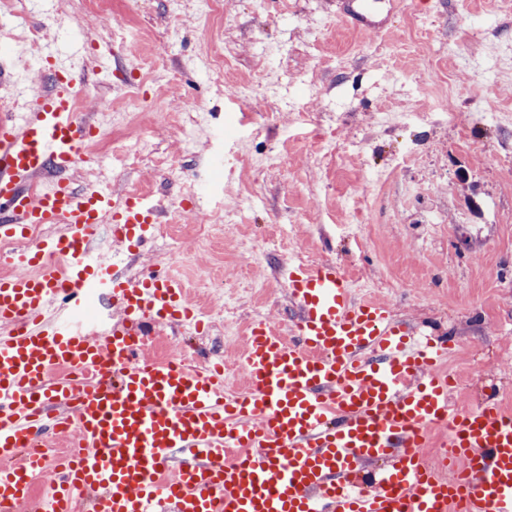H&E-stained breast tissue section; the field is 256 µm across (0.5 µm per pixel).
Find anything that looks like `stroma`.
<instances>
[{
  "instance_id": "35a3bbf8",
  "label": "stroma",
  "mask_w": 512,
  "mask_h": 512,
  "mask_svg": "<svg viewBox=\"0 0 512 512\" xmlns=\"http://www.w3.org/2000/svg\"><path fill=\"white\" fill-rule=\"evenodd\" d=\"M73 9L57 0L49 15L28 0L24 14L0 15V30L34 29L64 49L72 38L56 16ZM391 22L367 36L337 18L336 0H222L210 19L190 4L175 18L167 0H105L81 14L83 31L115 42V69H139L150 103L131 111L117 80L82 103L94 122L107 104L131 112L116 135L150 131L152 158L113 163L112 191L135 185L177 206L206 162L224 164L223 182L197 193L141 258L187 260L182 278L207 329L166 332L149 356L236 361L249 326L285 328L294 316L280 267L333 261L398 317L449 338L456 407L477 406L492 384L512 409V16L502 0H399ZM455 41L463 53L449 54ZM216 45L219 70L204 61ZM222 81L249 91L228 100ZM182 98L216 131L191 154L171 129ZM226 212L235 223L195 229L198 214Z\"/></svg>"
}]
</instances>
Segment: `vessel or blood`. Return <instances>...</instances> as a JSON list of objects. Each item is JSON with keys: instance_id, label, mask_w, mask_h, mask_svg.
<instances>
[{"instance_id": "1", "label": "vessel or blood", "mask_w": 512, "mask_h": 512, "mask_svg": "<svg viewBox=\"0 0 512 512\" xmlns=\"http://www.w3.org/2000/svg\"><path fill=\"white\" fill-rule=\"evenodd\" d=\"M393 0H347L340 20L383 30ZM83 47L42 61L67 75L41 92L20 59L0 82L26 111L0 115V512H512V414L493 393L453 406L441 368L448 342L361 298L333 262H288L279 280L295 312L291 338L253 324L239 357L246 388L224 363L149 358L159 327L200 324L186 284L130 275L89 251L109 219L125 255L161 218L158 201L38 178L78 165L93 126L75 101ZM61 225L40 239L44 225ZM115 310L99 333L73 319L88 289ZM76 368L89 382L75 391ZM445 433L440 471L421 450Z\"/></svg>"}]
</instances>
